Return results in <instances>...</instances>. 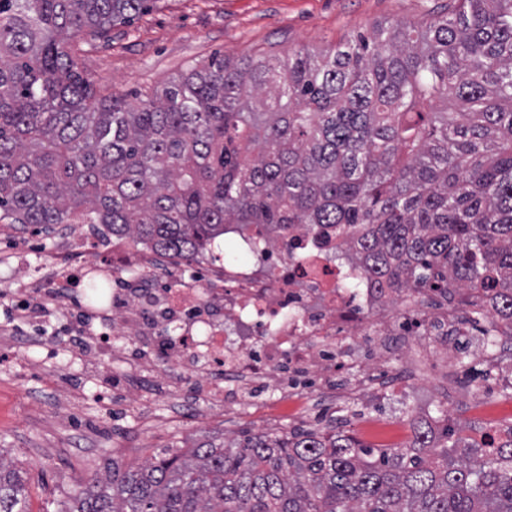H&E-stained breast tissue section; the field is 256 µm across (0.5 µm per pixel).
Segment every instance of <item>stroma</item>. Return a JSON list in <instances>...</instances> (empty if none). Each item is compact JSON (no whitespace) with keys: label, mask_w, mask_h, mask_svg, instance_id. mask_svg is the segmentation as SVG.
<instances>
[{"label":"stroma","mask_w":512,"mask_h":512,"mask_svg":"<svg viewBox=\"0 0 512 512\" xmlns=\"http://www.w3.org/2000/svg\"><path fill=\"white\" fill-rule=\"evenodd\" d=\"M447 0H158L132 23L115 26L111 44L85 52L84 68L101 94L149 91L220 54L240 59L258 51L284 54L291 49H323L383 20L420 18L440 12ZM63 233H34L18 224H0V402L10 415L0 421V450L28 478L30 512H56L78 485L104 473L111 460L142 463L159 449L189 447L213 438L240 439L261 432L251 421L226 419L203 411L184 418L181 397L154 398L133 391L121 367L105 352L72 340L69 326L47 317L41 344L16 346L32 332L16 316V288L26 282L15 256L52 262ZM114 280L89 273L81 286L80 306L97 312L92 334L112 330L104 309ZM385 414L398 437L364 435L347 418L333 428L374 447H396L412 435L414 412L394 398ZM448 415L457 437L480 439L485 429L463 400L440 397L433 418Z\"/></svg>","instance_id":"obj_1"}]
</instances>
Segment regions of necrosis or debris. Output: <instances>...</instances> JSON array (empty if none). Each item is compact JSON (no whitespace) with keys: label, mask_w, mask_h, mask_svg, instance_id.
<instances>
[{"label":"necrosis or debris","mask_w":512,"mask_h":512,"mask_svg":"<svg viewBox=\"0 0 512 512\" xmlns=\"http://www.w3.org/2000/svg\"><path fill=\"white\" fill-rule=\"evenodd\" d=\"M250 259L226 264L212 253L194 268L125 238L113 239V269L128 273L112 292L114 327L132 340L149 337L133 355L111 340L114 362L140 377L152 362L174 365L199 382L209 410L268 427L289 424L319 430L314 401L339 410H361L393 395L418 412L430 405L416 379L432 359L445 366L441 384L459 387L451 369L469 336L493 330L496 340L473 354L487 385L467 390L474 412L497 426L498 385L512 383V322L498 312L491 291L465 289L446 297L436 291L399 292L378 287L356 254L329 227L297 224H228ZM58 254L59 272L84 270L101 242L95 226L68 230ZM406 353L390 367L392 355Z\"/></svg>","instance_id":"obj_1"}]
</instances>
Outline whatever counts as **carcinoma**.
<instances>
[{
  "mask_svg": "<svg viewBox=\"0 0 512 512\" xmlns=\"http://www.w3.org/2000/svg\"><path fill=\"white\" fill-rule=\"evenodd\" d=\"M158 0H0V223L99 224L197 260L226 224L330 225L382 288L512 316V0H448L320 49L215 55L100 95L80 45ZM254 433L112 461L63 512H512L496 446ZM0 512H29L0 449Z\"/></svg>",
  "mask_w": 512,
  "mask_h": 512,
  "instance_id": "obj_1",
  "label": "carcinoma"
}]
</instances>
